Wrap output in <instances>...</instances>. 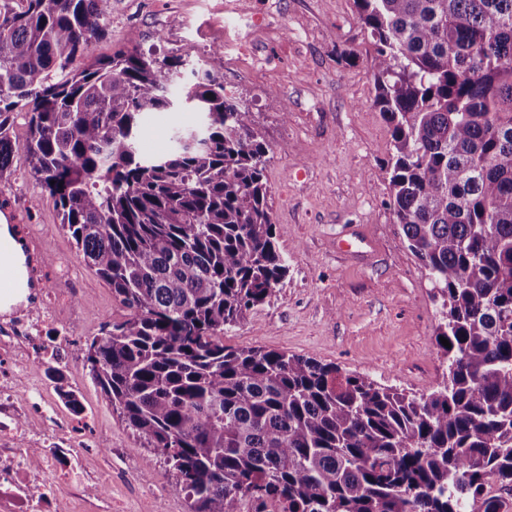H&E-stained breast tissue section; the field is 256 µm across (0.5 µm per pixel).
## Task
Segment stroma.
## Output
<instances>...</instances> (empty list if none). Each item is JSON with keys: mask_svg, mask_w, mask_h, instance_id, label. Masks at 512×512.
Returning <instances> with one entry per match:
<instances>
[{"mask_svg": "<svg viewBox=\"0 0 512 512\" xmlns=\"http://www.w3.org/2000/svg\"><path fill=\"white\" fill-rule=\"evenodd\" d=\"M107 24L92 57L132 45L160 57L223 46L224 86L249 107L270 148L268 205L288 274L269 303L225 331V345L311 356L418 394L436 390L447 366L436 341L440 305L385 205L390 126L373 104L375 47L354 0H111ZM242 40L256 71L232 61ZM273 99L287 102L289 116L269 108ZM196 121L193 112L153 114L141 152H164L174 129ZM15 166L0 197L41 240L44 287L78 291L68 319L76 341L61 371L84 408L75 425L85 463L112 478L98 490L111 497L112 512H188L175 476L125 426L86 367L87 343L126 311L83 261L24 158ZM102 439L111 458L97 449Z\"/></svg>", "mask_w": 512, "mask_h": 512, "instance_id": "obj_1", "label": "stroma"}]
</instances>
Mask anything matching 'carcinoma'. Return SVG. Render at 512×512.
Segmentation results:
<instances>
[{
	"label": "carcinoma",
	"instance_id": "obj_1",
	"mask_svg": "<svg viewBox=\"0 0 512 512\" xmlns=\"http://www.w3.org/2000/svg\"><path fill=\"white\" fill-rule=\"evenodd\" d=\"M111 0H0V182L23 155L128 311L87 345L95 385L190 512H496L512 486V0H354L393 153L388 206L441 300L448 370L417 396L333 363L224 345L288 273L252 112L224 47L82 66ZM178 93L198 124L147 157ZM27 109L28 136L11 137Z\"/></svg>",
	"mask_w": 512,
	"mask_h": 512
}]
</instances>
